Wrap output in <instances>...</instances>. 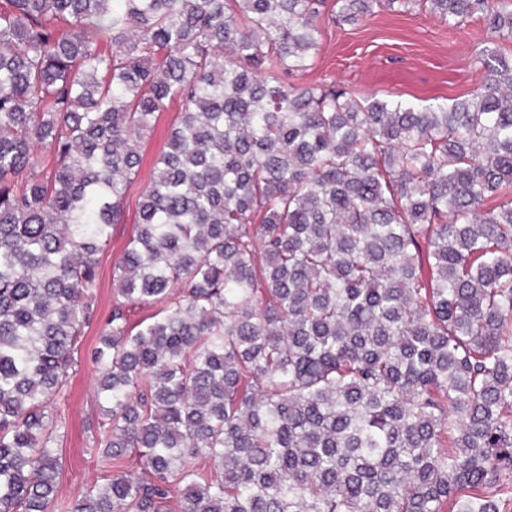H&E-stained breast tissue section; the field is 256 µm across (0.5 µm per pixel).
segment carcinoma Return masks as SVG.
<instances>
[{
  "instance_id": "1",
  "label": "carcinoma",
  "mask_w": 512,
  "mask_h": 512,
  "mask_svg": "<svg viewBox=\"0 0 512 512\" xmlns=\"http://www.w3.org/2000/svg\"><path fill=\"white\" fill-rule=\"evenodd\" d=\"M323 4L0 0V512H54L96 254L172 102L94 349L107 483L61 512H501L512 55L421 109L291 84ZM416 5L512 40V0Z\"/></svg>"
}]
</instances>
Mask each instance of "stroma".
Instances as JSON below:
<instances>
[{"mask_svg":"<svg viewBox=\"0 0 512 512\" xmlns=\"http://www.w3.org/2000/svg\"><path fill=\"white\" fill-rule=\"evenodd\" d=\"M320 27L319 52L312 66L296 76V83L333 82L365 97L390 96L414 104L469 94L483 77L484 50L512 53V41L492 35L480 16L455 27L424 8L400 12L387 8L384 0L373 5L371 15L354 24L340 21L334 0H327ZM178 112V104H171L142 141L143 163L129 187L123 222L115 226L109 246L97 256L94 319L84 330L68 385L55 404L62 418L56 448L64 497L105 483L98 464L99 432L94 428L98 372L91 351L112 314L113 277L136 231L139 197L153 179L155 162L166 148Z\"/></svg>","mask_w":512,"mask_h":512,"instance_id":"stroma-1","label":"stroma"}]
</instances>
